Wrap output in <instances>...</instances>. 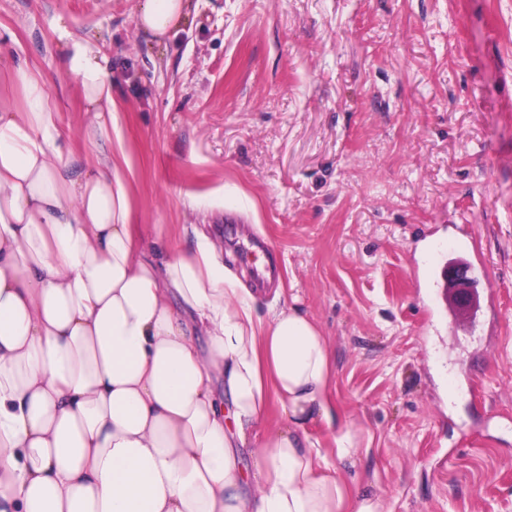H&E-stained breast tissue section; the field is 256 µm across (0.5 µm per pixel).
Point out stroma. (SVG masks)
<instances>
[{"label":"stroma","instance_id":"obj_1","mask_svg":"<svg viewBox=\"0 0 512 512\" xmlns=\"http://www.w3.org/2000/svg\"><path fill=\"white\" fill-rule=\"evenodd\" d=\"M136 8L0 0L7 58L74 135L58 24L110 57L144 223L220 234L259 314L315 320L388 512H512V0H189L161 38ZM456 246L496 291L469 321Z\"/></svg>","mask_w":512,"mask_h":512}]
</instances>
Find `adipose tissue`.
<instances>
[{"label":"adipose tissue","instance_id":"ef3b65f1","mask_svg":"<svg viewBox=\"0 0 512 512\" xmlns=\"http://www.w3.org/2000/svg\"><path fill=\"white\" fill-rule=\"evenodd\" d=\"M184 9L141 0L137 19L161 37ZM60 63L93 113L69 137L46 76L0 68L24 97L0 100V512H385L346 475L363 437L319 327L257 317L218 240L140 223L131 164L85 152L119 130L109 60L74 38ZM272 397L284 421L264 428Z\"/></svg>","mask_w":512,"mask_h":512}]
</instances>
